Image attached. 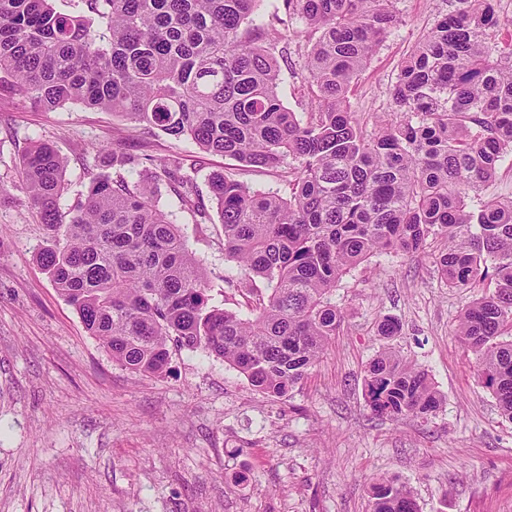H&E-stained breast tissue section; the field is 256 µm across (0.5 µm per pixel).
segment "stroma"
<instances>
[{
    "label": "stroma",
    "mask_w": 512,
    "mask_h": 512,
    "mask_svg": "<svg viewBox=\"0 0 512 512\" xmlns=\"http://www.w3.org/2000/svg\"><path fill=\"white\" fill-rule=\"evenodd\" d=\"M396 8V28L349 94L351 111L369 120L393 112L402 62L455 0ZM284 40L282 100L302 112L303 50L294 32ZM116 138L141 158L195 156L203 196L209 173L233 164L110 112L79 103L48 110L0 93V512H370L377 476L398 478L421 512H512V421L454 334L479 291L448 287L430 253L374 257L344 277L336 287L344 323L287 399L264 397L199 350L172 351L158 375L113 362L37 260L44 230L20 161L32 145H52L66 162L68 206L93 177L111 174L99 147ZM153 189L215 303L234 296L221 225L176 211L168 184ZM388 317L401 330L386 340L377 326ZM387 346L428 374L444 398L435 415H372L364 370Z\"/></svg>",
    "instance_id": "1"
}]
</instances>
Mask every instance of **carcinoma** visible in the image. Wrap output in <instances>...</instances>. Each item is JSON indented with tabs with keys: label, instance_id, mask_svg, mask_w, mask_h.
Returning <instances> with one entry per match:
<instances>
[{
	"label": "carcinoma",
	"instance_id": "obj_1",
	"mask_svg": "<svg viewBox=\"0 0 512 512\" xmlns=\"http://www.w3.org/2000/svg\"><path fill=\"white\" fill-rule=\"evenodd\" d=\"M0 0V88L45 109L81 103L121 114L241 164L211 176L224 231V274L246 310L211 303L207 279L173 214L128 180L125 142L100 152L112 175L61 207L65 161L48 144L21 160L29 204L45 227L37 259L112 361L136 374L167 367L171 349L201 350L282 400L341 328L333 291L376 254L424 253L448 286L481 288L455 336L480 383L512 420V199L470 209L512 150V23L497 0H458L406 59L391 96L400 118L377 130L350 110L358 73L398 23L395 0H284L250 20L259 0ZM303 23L301 116L279 95L275 35ZM180 158L157 165L178 209L207 222ZM275 170L288 195L240 176ZM370 411L426 419L443 398L428 375L386 348L365 369ZM370 512H418L392 477L370 486Z\"/></svg>",
	"mask_w": 512,
	"mask_h": 512
}]
</instances>
